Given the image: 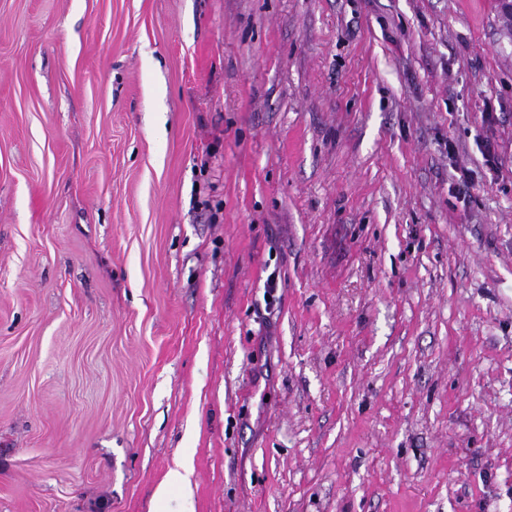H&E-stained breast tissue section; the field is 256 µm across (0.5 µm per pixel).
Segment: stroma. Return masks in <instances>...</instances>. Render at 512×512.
Masks as SVG:
<instances>
[{
    "label": "stroma",
    "instance_id": "obj_1",
    "mask_svg": "<svg viewBox=\"0 0 512 512\" xmlns=\"http://www.w3.org/2000/svg\"><path fill=\"white\" fill-rule=\"evenodd\" d=\"M178 463L165 512H512L498 0H0V512ZM171 488L180 489L186 495L191 493L190 473L184 466L169 470L164 485L155 496V512H164V497Z\"/></svg>",
    "mask_w": 512,
    "mask_h": 512
}]
</instances>
